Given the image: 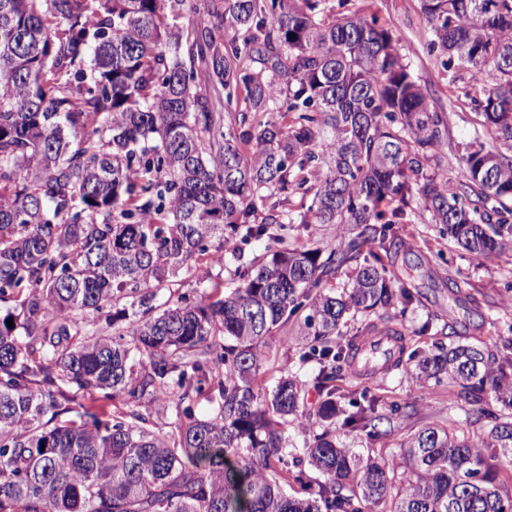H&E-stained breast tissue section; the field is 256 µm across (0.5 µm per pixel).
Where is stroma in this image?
<instances>
[{
    "mask_svg": "<svg viewBox=\"0 0 512 512\" xmlns=\"http://www.w3.org/2000/svg\"><path fill=\"white\" fill-rule=\"evenodd\" d=\"M324 6L329 17L363 10L393 30L414 75L448 114L449 159H456L476 136L486 149L501 150V143L480 129L479 118L470 103L475 89L468 73L443 66L439 58L425 51L429 30L420 0H325ZM400 238L402 245L393 272L411 282L422 294L419 304L396 317L399 328L410 337L412 347L425 348L432 344V336L419 335L418 330L433 314H449L465 324L466 342L500 346L512 343V251L490 259L475 257L451 248L441 239L435 224L404 225ZM451 279L460 283V292L449 291L447 282ZM293 334V328L288 326L270 339L267 350L273 362L265 367L264 387H273L285 372L311 381V367L299 364L295 358ZM337 386L339 396L345 401L367 391L387 402L415 403L416 414L395 421V431L384 442V450L397 449L402 436L427 424L465 419L470 422L468 431L475 443L487 440L488 421L479 418L475 406L463 398L450 397L447 383L421 384L402 377L397 371L374 376L351 372Z\"/></svg>",
    "mask_w": 512,
    "mask_h": 512,
    "instance_id": "obj_1",
    "label": "stroma"
}]
</instances>
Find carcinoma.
<instances>
[{
  "instance_id": "obj_1",
  "label": "carcinoma",
  "mask_w": 512,
  "mask_h": 512,
  "mask_svg": "<svg viewBox=\"0 0 512 512\" xmlns=\"http://www.w3.org/2000/svg\"><path fill=\"white\" fill-rule=\"evenodd\" d=\"M185 2L0 0V512H512L511 357L439 340L379 362L459 387L490 419V455L451 422L377 452L416 406L364 391L343 409L336 386L356 366L346 315L420 302L389 269L402 225L438 224L481 258L512 246V0L420 3L428 52L470 74L506 149L474 141L453 184L448 117L376 16L203 0L183 26ZM288 224L349 232L324 255ZM215 241L233 247L229 292L201 261ZM184 269L211 292L175 294ZM290 322L317 365L312 414L298 377L258 381ZM290 416L307 421L300 446Z\"/></svg>"
}]
</instances>
